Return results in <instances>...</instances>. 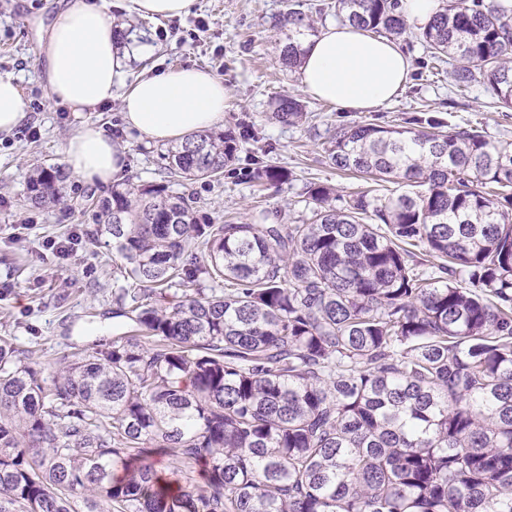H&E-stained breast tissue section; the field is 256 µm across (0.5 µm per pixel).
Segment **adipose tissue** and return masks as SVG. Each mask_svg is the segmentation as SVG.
Instances as JSON below:
<instances>
[{
    "label": "adipose tissue",
    "mask_w": 512,
    "mask_h": 512,
    "mask_svg": "<svg viewBox=\"0 0 512 512\" xmlns=\"http://www.w3.org/2000/svg\"><path fill=\"white\" fill-rule=\"evenodd\" d=\"M45 61L49 101L73 112L109 102L121 90L126 131L150 143L179 142L193 132L224 125V81L196 67L131 77L139 48L116 43L112 15L95 0H66L38 48ZM411 67L399 44L350 24L322 29L306 46L297 70L301 90L346 111L370 112L406 86ZM24 96L13 75H0V134L26 119ZM127 143L93 123L63 144V161L77 178L109 186L126 164Z\"/></svg>",
    "instance_id": "1"
}]
</instances>
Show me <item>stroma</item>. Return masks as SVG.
Segmentation results:
<instances>
[{"mask_svg":"<svg viewBox=\"0 0 512 512\" xmlns=\"http://www.w3.org/2000/svg\"><path fill=\"white\" fill-rule=\"evenodd\" d=\"M121 45L147 43L152 51L132 61L134 75L177 66L206 68L224 81V126L252 125L254 140L241 145L236 172L217 180L172 184L176 193L197 198L202 222L246 223L262 210L280 211L284 221L309 215L306 187L335 185L339 194L363 188V181L332 166L324 142L330 130L358 122L397 124L414 112L450 117L452 122L482 127L492 141H512V114L504 115L490 86L475 80L457 87L456 61L440 72L412 71L409 83L390 104L373 112H348L304 96L294 74L277 63L281 30L273 17L286 10L284 0H198L191 14L143 19L117 9ZM61 0H0V74L17 77L28 116L10 135H0V336L28 350L44 376L56 358L91 352L97 344L133 330L131 319L116 321L117 296L133 288L126 264L108 235L91 239L96 227L86 197L108 195L104 186L70 178L64 203L42 208L25 197L31 170L63 161L64 140L86 123L101 125L109 135L129 141L123 179L137 184L163 182L166 144L127 138L121 100L85 112L51 104L45 96L44 64L38 40L49 27ZM303 98L306 122L287 126L267 120L275 96ZM290 172L289 181L260 185L249 177L254 158ZM80 241L72 255L58 259L47 241H62L72 232Z\"/></svg>","mask_w":512,"mask_h":512,"instance_id":"1","label":"stroma"}]
</instances>
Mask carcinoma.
I'll list each match as a JSON object with an SVG mask.
<instances>
[{
    "instance_id": "carcinoma-1",
    "label": "carcinoma",
    "mask_w": 512,
    "mask_h": 512,
    "mask_svg": "<svg viewBox=\"0 0 512 512\" xmlns=\"http://www.w3.org/2000/svg\"><path fill=\"white\" fill-rule=\"evenodd\" d=\"M462 63L512 111V6L441 0L412 30L401 0H331L316 11ZM277 62L301 64L316 28L288 4ZM281 96L267 119L295 125ZM235 132L164 154L169 181L233 171ZM344 173L411 187L344 199L311 183V216L204 224L166 183L92 200L136 289L140 335L63 355L55 375L0 339V512H512V143L425 112L328 137ZM250 176L280 183L271 165ZM69 173L39 166V206ZM205 252L209 264L193 259ZM230 284L195 287L199 275ZM181 287L168 295L166 288ZM176 463L160 485L147 444ZM205 461L198 485L193 464Z\"/></svg>"
}]
</instances>
